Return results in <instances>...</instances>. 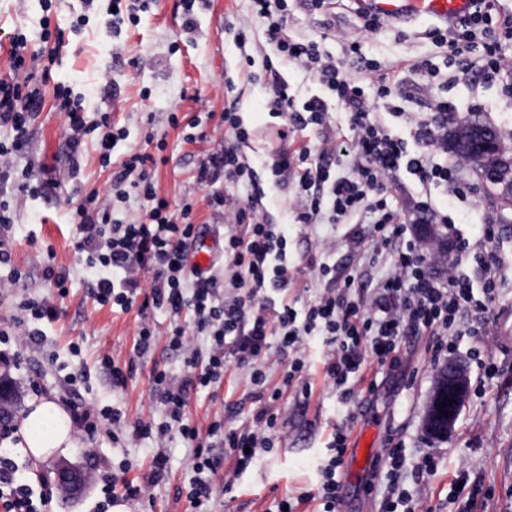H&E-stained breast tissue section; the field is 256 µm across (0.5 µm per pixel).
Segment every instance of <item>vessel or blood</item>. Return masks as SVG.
Here are the masks:
<instances>
[{"label": "vessel or blood", "instance_id": "vessel-or-blood-1", "mask_svg": "<svg viewBox=\"0 0 512 512\" xmlns=\"http://www.w3.org/2000/svg\"><path fill=\"white\" fill-rule=\"evenodd\" d=\"M362 9L389 21L412 23L428 18L445 21L465 16L472 0H359Z\"/></svg>", "mask_w": 512, "mask_h": 512}]
</instances>
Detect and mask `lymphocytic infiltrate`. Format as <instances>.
I'll return each instance as SVG.
<instances>
[{"label": "lymphocytic infiltrate", "mask_w": 512, "mask_h": 512, "mask_svg": "<svg viewBox=\"0 0 512 512\" xmlns=\"http://www.w3.org/2000/svg\"><path fill=\"white\" fill-rule=\"evenodd\" d=\"M252 19L264 24L268 45L281 64L269 67V94L265 108L277 119L279 146L272 153L270 171L291 182L290 202L298 224H347L356 217L370 219L373 230L369 250L404 240L376 286L365 290L347 276L342 290L322 288L303 309L288 303V288L296 277L288 267V227L267 220L262 200V177L242 144L251 136L240 120L236 104L224 109V143L200 160L195 180L207 189L209 207L224 217L222 245L218 253L223 271H199L190 266L187 244L200 236L191 203L172 209L158 196L147 170L155 158L149 153L128 154L112 180L109 198L98 192L82 194L71 211L75 226L73 247L86 274L88 291L101 306L123 313L138 312L133 356L147 357L158 340L184 356L187 372L174 378L167 369L152 368L151 384L158 396L160 414L127 424L119 409L96 404L72 408L77 430L93 433L99 425L130 438L156 436L166 439L178 433L188 444L192 476L177 486L190 512H215L213 479L225 460L241 475L272 448L269 437L278 425L281 399L294 381L300 380L306 363L302 346L306 336H320L326 349L325 378L343 387L366 365L397 368L399 340L408 335L432 338V359L440 361L455 350L460 334L480 341L487 323L484 297L492 296L497 281L491 270L492 253H473L471 261L484 273L480 288H473L458 263L434 274V260L419 241L406 239L407 228L388 201V193L401 175L417 180L424 189L445 186L458 200L466 201L470 188L462 183L455 166L444 159L448 151V119L457 112L454 103L431 97L427 115L410 112L400 104V74L367 59L358 42L338 35L346 54L336 57L318 41L291 31L288 0H250ZM443 48L448 64L465 74L491 80L512 72V13H504L498 0H476L472 13L451 22H438L422 33ZM29 39L15 32L10 39V71L0 76V129L10 141L0 140V189L15 185L31 195L54 192L59 182L52 170L42 169L35 180L15 182L10 157L28 142V124L41 101V83L26 66ZM294 66L317 77L318 96L296 103L281 66ZM59 108L78 135L98 132L99 159L110 164L115 142L126 131L102 112L87 122L80 99L68 91L59 94ZM340 101L350 114L347 132H339L330 111V100ZM312 138V145L291 150L288 139ZM149 202L150 208L132 223L112 217L113 201L130 198ZM166 308L191 317L190 327L173 326L160 334L150 318L154 309ZM472 309L475 319L468 331H460L462 311ZM245 371L248 397L255 402L250 425L225 428L223 420L200 429L189 416L190 392L220 386L229 365ZM283 367L281 386L270 387L268 376ZM16 426L12 418L0 420V512H42L44 500L24 477L15 449L4 447ZM347 425L335 427L317 467L315 489L298 496L273 500V512H299L302 505L318 501V512H341L339 474L347 450ZM387 497L385 512H416L419 494L402 491L400 481L411 476L421 483L436 470L429 455L414 462L404 449L383 453ZM130 465L104 477L106 503L145 499L150 487L169 478L168 457L157 450L146 480L130 476Z\"/></svg>", "instance_id": "obj_1"}]
</instances>
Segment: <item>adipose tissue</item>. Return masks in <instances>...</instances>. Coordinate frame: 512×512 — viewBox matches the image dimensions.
<instances>
[{
    "label": "adipose tissue",
    "instance_id": "1",
    "mask_svg": "<svg viewBox=\"0 0 512 512\" xmlns=\"http://www.w3.org/2000/svg\"><path fill=\"white\" fill-rule=\"evenodd\" d=\"M22 447L34 458L44 459L66 451L73 444L71 420L65 411L51 400L32 404L18 429Z\"/></svg>",
    "mask_w": 512,
    "mask_h": 512
}]
</instances>
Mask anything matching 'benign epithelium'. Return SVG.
Returning <instances> with one entry per match:
<instances>
[{
	"instance_id": "benign-epithelium-1",
	"label": "benign epithelium",
	"mask_w": 512,
	"mask_h": 512,
	"mask_svg": "<svg viewBox=\"0 0 512 512\" xmlns=\"http://www.w3.org/2000/svg\"><path fill=\"white\" fill-rule=\"evenodd\" d=\"M487 186L494 189V197L503 207L512 208V183H505L492 177ZM469 395V375L466 365L460 361H450L444 372L437 376L430 394L424 424L427 432L439 438L451 433L456 413L465 404ZM447 406H442V403ZM58 483L71 493L81 490L84 478L81 472L62 466L58 471Z\"/></svg>"
}]
</instances>
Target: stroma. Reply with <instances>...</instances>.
<instances>
[{"label": "stroma", "instance_id": "obj_1", "mask_svg": "<svg viewBox=\"0 0 512 512\" xmlns=\"http://www.w3.org/2000/svg\"><path fill=\"white\" fill-rule=\"evenodd\" d=\"M112 0H52L43 10L39 0H0V75L9 71L10 37L24 29L33 47L57 52L58 57L42 87V105L30 122L26 149L14 154L16 173L38 174L41 167L53 169L60 186L56 193L33 197L16 191L5 195L17 226L11 245L13 261L25 269L15 288L0 293V330H17L22 313L20 302L48 298L60 308L61 316L44 325L42 344L24 351L19 369L14 370L13 407L28 408L41 399L55 401L71 410L74 399L118 408L127 421L157 411L150 372L161 367L182 376L183 357L158 342L147 359L132 360L137 325L135 313H121L96 304L80 272L78 257L71 246L75 228L70 222L71 199L75 190H98L107 194L112 182L111 169L102 167L95 135L84 136L78 151H71L69 133L58 108L56 94L70 91L80 97L88 119L108 110L114 123L122 125L126 139L113 150L114 160L130 151H145L156 159L154 181L159 196L170 203L191 202L197 221L209 223L211 231L221 229L205 200L206 191L194 180L195 168L208 151L223 145L224 104L236 101L245 123L258 131L247 154L255 166L269 161V152L278 140L272 121L263 108L268 76L263 53L246 57L235 37L245 21L246 0H201L195 7V26L182 27L180 0H160L137 22L125 23L120 32L106 28L104 20ZM47 20L51 38H39L40 20ZM292 29L301 35L318 36L326 28L344 31L358 41L370 58L395 61L428 57L434 47L418 33L426 21L414 23L413 34L400 39L388 30L371 34L350 10L340 9L321 15L304 9L291 11ZM63 33V45H56L54 33ZM457 103L460 118L477 117L494 126L504 146L512 153V73L500 80L485 82L469 75L460 77L448 90ZM176 113L179 127H169L166 117ZM200 119L205 137L190 143L185 135L191 119ZM459 178L471 185L474 202L467 208V221L460 225V241L447 247L448 258L458 257L460 243L470 248L489 246L497 257V289L489 303L486 334L481 345L493 361L496 373L486 389L471 385L470 396L456 420L453 433L437 439L424 428L429 393L437 373L431 365L428 336H406L399 344L401 367L396 371L367 366L351 387L348 400L324 377L322 346L310 341L306 347V382L310 398L295 391L284 397L286 421L270 434L271 453L236 478L233 490L224 495L220 512H265L273 498L295 496L316 485L315 466L334 425L351 421L353 431L370 428L377 448L403 446L414 459L434 455L439 459L435 475L424 477L423 512H512V208L497 207L488 188L473 166L460 163ZM267 215L272 223L288 227V262L305 266L309 257L326 263L337 279L357 276L363 287H374L386 272L385 256H372L357 248L355 239L370 233L367 224H326L317 230L294 223L289 211L292 184L268 181ZM495 227L492 243H484L481 227ZM332 240L334 248L322 253V239ZM54 251L56 266L69 269L71 279L66 297H58L54 286L40 269L31 267L35 255ZM80 343L81 356H72L71 343ZM120 364H133L125 387H113L112 378L99 368L104 357ZM83 360L90 371L78 395H71L67 375L76 360ZM248 380L244 371L227 372L215 392L193 393L189 411L199 426L217 417L225 425L246 422L253 410L244 396ZM170 457V476L150 491L148 499L131 504L130 512H186V501L177 499L175 488L188 469V453L179 438L165 441ZM112 437L99 429L95 437L76 436L75 445L65 453L36 460L23 452L21 461L29 480L47 476L45 491L50 501L45 512H97L100 496L93 482L71 494L59 489L56 472L68 463L90 471L92 464L118 465L120 455L112 451ZM464 474V488L452 489L457 474Z\"/></svg>", "mask_w": 512, "mask_h": 512}]
</instances>
